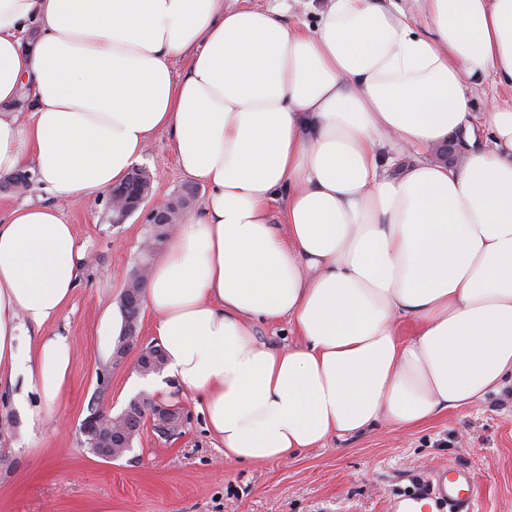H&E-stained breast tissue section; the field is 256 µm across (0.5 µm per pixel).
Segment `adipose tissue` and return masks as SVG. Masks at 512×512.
Listing matches in <instances>:
<instances>
[{"instance_id":"adipose-tissue-1","label":"adipose tissue","mask_w":512,"mask_h":512,"mask_svg":"<svg viewBox=\"0 0 512 512\" xmlns=\"http://www.w3.org/2000/svg\"><path fill=\"white\" fill-rule=\"evenodd\" d=\"M422 2L423 33L395 0H326L311 24L224 0H0V174L91 202L165 130L208 189L144 300L225 459L412 428L512 377V102L471 140L473 87H512V0ZM451 136L459 160H436ZM84 258L52 207L0 219L18 404L63 391L68 338H22L60 316ZM281 321L296 343L261 342Z\"/></svg>"}]
</instances>
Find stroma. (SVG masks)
Listing matches in <instances>:
<instances>
[{"label": "stroma", "instance_id": "35a3bbf8", "mask_svg": "<svg viewBox=\"0 0 512 512\" xmlns=\"http://www.w3.org/2000/svg\"><path fill=\"white\" fill-rule=\"evenodd\" d=\"M142 165L161 174L154 197L171 199L190 186L198 197L207 193L180 169L168 132L153 135ZM26 202L56 208L86 258L71 301L50 327L73 350L61 398L48 403L29 394L25 414L14 404L15 387L0 383V418H18L0 428V512H391L451 465L475 477L472 512H512L511 383L413 428L332 438L283 464H249L225 460L198 399L160 373L152 397L189 413L181 435L147 428L120 459L95 457L79 440L81 422L96 408L119 414L145 390L135 355L112 362V312L149 226L144 211L116 224L105 199L60 200L37 183L21 195L0 191V215Z\"/></svg>", "mask_w": 512, "mask_h": 512}]
</instances>
